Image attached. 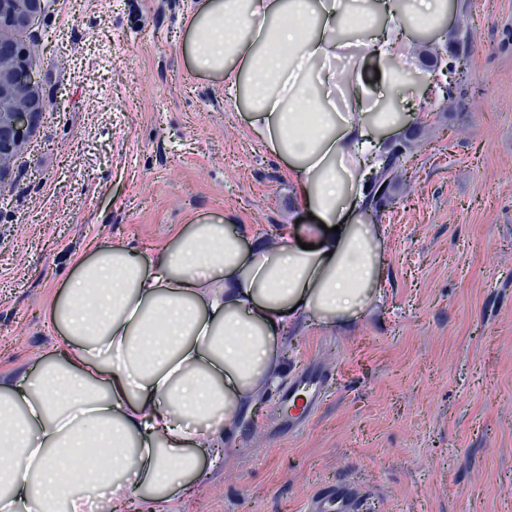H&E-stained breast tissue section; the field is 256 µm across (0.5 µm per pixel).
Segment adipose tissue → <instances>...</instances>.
I'll use <instances>...</instances> for the list:
<instances>
[{"label": "adipose tissue", "instance_id": "1", "mask_svg": "<svg viewBox=\"0 0 512 512\" xmlns=\"http://www.w3.org/2000/svg\"><path fill=\"white\" fill-rule=\"evenodd\" d=\"M447 0H197L184 52L222 82L288 173L294 213L245 238L218 212L139 252L91 242L45 306L62 349L0 369V512H103L174 502L218 464L240 416L286 371L290 326H349L380 304L382 226L365 203L374 158L406 128L391 95H423L410 32ZM382 65L370 83L344 67ZM314 247L302 249L299 234Z\"/></svg>", "mask_w": 512, "mask_h": 512}]
</instances>
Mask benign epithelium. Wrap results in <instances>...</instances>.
I'll list each match as a JSON object with an SVG mask.
<instances>
[{
    "instance_id": "7a95c632",
    "label": "benign epithelium",
    "mask_w": 512,
    "mask_h": 512,
    "mask_svg": "<svg viewBox=\"0 0 512 512\" xmlns=\"http://www.w3.org/2000/svg\"><path fill=\"white\" fill-rule=\"evenodd\" d=\"M42 0H0V173L27 142L46 109L35 62L16 32L29 26Z\"/></svg>"
}]
</instances>
